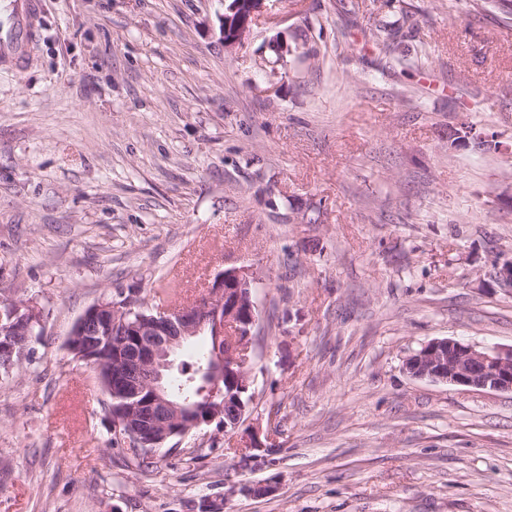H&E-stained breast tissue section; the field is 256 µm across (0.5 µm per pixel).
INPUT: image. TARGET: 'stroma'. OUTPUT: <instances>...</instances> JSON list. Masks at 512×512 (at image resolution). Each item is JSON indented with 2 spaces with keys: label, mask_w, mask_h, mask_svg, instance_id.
<instances>
[{
  "label": "stroma",
  "mask_w": 512,
  "mask_h": 512,
  "mask_svg": "<svg viewBox=\"0 0 512 512\" xmlns=\"http://www.w3.org/2000/svg\"><path fill=\"white\" fill-rule=\"evenodd\" d=\"M410 2L267 0L228 51L224 0H44L34 63L0 68V289L41 314L0 377V512H512V394L403 367L436 338L512 346V22ZM306 20L319 64L271 68L265 40ZM376 20L428 62L385 70ZM465 112L499 149L449 148ZM231 267L255 277L275 464L231 471L208 425L138 469L71 331Z\"/></svg>",
  "instance_id": "obj_1"
}]
</instances>
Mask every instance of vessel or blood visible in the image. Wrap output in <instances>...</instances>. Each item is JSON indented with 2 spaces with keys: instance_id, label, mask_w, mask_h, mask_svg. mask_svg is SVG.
Masks as SVG:
<instances>
[{
  "instance_id": "b4317fda",
  "label": "vessel or blood",
  "mask_w": 512,
  "mask_h": 512,
  "mask_svg": "<svg viewBox=\"0 0 512 512\" xmlns=\"http://www.w3.org/2000/svg\"><path fill=\"white\" fill-rule=\"evenodd\" d=\"M42 12V0H0V66L32 64Z\"/></svg>"
}]
</instances>
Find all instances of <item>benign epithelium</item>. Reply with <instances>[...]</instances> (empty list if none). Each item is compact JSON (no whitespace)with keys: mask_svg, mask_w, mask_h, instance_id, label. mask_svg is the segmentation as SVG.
<instances>
[{"mask_svg":"<svg viewBox=\"0 0 512 512\" xmlns=\"http://www.w3.org/2000/svg\"><path fill=\"white\" fill-rule=\"evenodd\" d=\"M266 0H238L232 14L221 18L224 49L231 51L251 35ZM254 278L245 267L226 268L208 281L206 289L191 304L160 308L155 314L130 319V307L107 306L99 301L90 306L75 324L72 339L79 341L81 356L87 361L106 362L100 349V331L121 330L126 339L112 350L108 369L112 392L121 400L111 410L112 431H132L136 444H162L182 438L192 429L220 420L223 407L187 421L180 415L182 405L167 398L161 369L169 368L168 358L190 336L214 337L212 366L208 374V400L224 396L220 382L230 370L233 388L248 389L251 370L241 356L248 353L257 335L258 306L253 299ZM405 370L412 377L446 383L468 390L512 392V348H480L458 340L441 338L427 342L406 359ZM224 434L242 433L246 447L261 448L260 424L251 421L248 406L238 402L237 412L227 418Z\"/></svg>","mask_w":512,"mask_h":512,"instance_id":"7a95c632","label":"benign epithelium"}]
</instances>
